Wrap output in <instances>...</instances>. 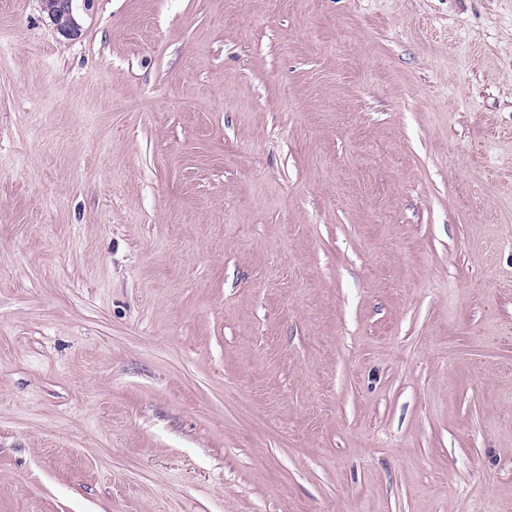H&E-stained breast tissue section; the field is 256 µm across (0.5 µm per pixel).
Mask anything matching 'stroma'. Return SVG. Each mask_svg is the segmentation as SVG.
Returning a JSON list of instances; mask_svg holds the SVG:
<instances>
[{
	"instance_id": "1",
	"label": "stroma",
	"mask_w": 512,
	"mask_h": 512,
	"mask_svg": "<svg viewBox=\"0 0 512 512\" xmlns=\"http://www.w3.org/2000/svg\"><path fill=\"white\" fill-rule=\"evenodd\" d=\"M0 0V512H512V0ZM43 9L47 11L59 34L72 37L77 32V24L73 16L74 0H42Z\"/></svg>"
}]
</instances>
